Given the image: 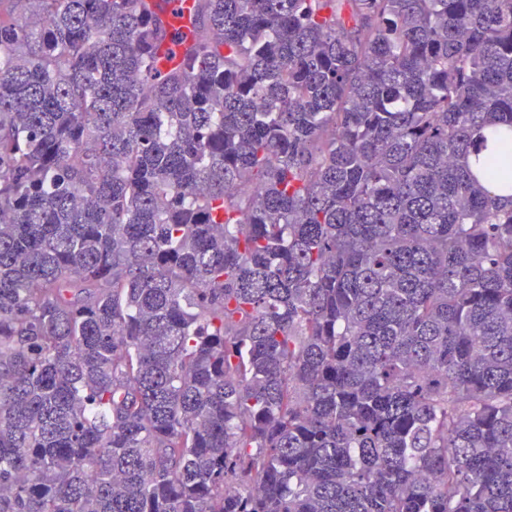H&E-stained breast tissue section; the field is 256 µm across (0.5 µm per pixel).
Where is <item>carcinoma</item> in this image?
<instances>
[{
  "label": "carcinoma",
  "mask_w": 512,
  "mask_h": 512,
  "mask_svg": "<svg viewBox=\"0 0 512 512\" xmlns=\"http://www.w3.org/2000/svg\"><path fill=\"white\" fill-rule=\"evenodd\" d=\"M0 0V512H512V0Z\"/></svg>",
  "instance_id": "1"
}]
</instances>
